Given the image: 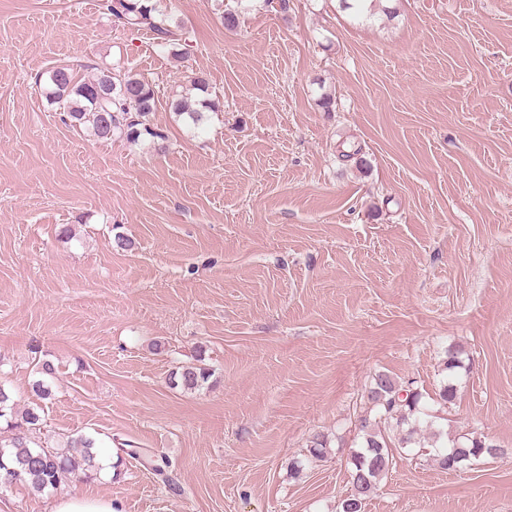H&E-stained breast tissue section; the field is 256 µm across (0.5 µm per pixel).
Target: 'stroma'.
<instances>
[{
	"mask_svg": "<svg viewBox=\"0 0 512 512\" xmlns=\"http://www.w3.org/2000/svg\"><path fill=\"white\" fill-rule=\"evenodd\" d=\"M220 1L167 0L178 59L85 0H0V385L41 403L45 447L84 433L170 464L166 483L123 456L59 492L336 512L383 371L449 436L504 453L445 471L412 449L365 512H512V0H396L372 24L337 0H253L234 31ZM112 64L155 86L161 141L95 140L36 85ZM199 75L218 109L196 127L170 103ZM200 359L209 388L170 385ZM317 434L329 455L291 475Z\"/></svg>",
	"mask_w": 512,
	"mask_h": 512,
	"instance_id": "1",
	"label": "stroma"
}]
</instances>
